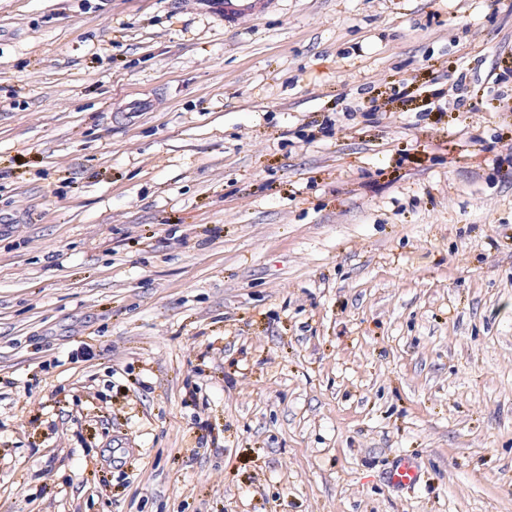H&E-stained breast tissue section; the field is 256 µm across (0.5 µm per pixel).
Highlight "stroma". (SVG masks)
Returning <instances> with one entry per match:
<instances>
[{"instance_id":"1","label":"stroma","mask_w":512,"mask_h":512,"mask_svg":"<svg viewBox=\"0 0 512 512\" xmlns=\"http://www.w3.org/2000/svg\"><path fill=\"white\" fill-rule=\"evenodd\" d=\"M502 95L512 0H0V512H512ZM197 4L221 23L265 13L275 0H197ZM388 484L397 488L417 485L421 480V469L417 458L400 454L394 458L385 473Z\"/></svg>"}]
</instances>
